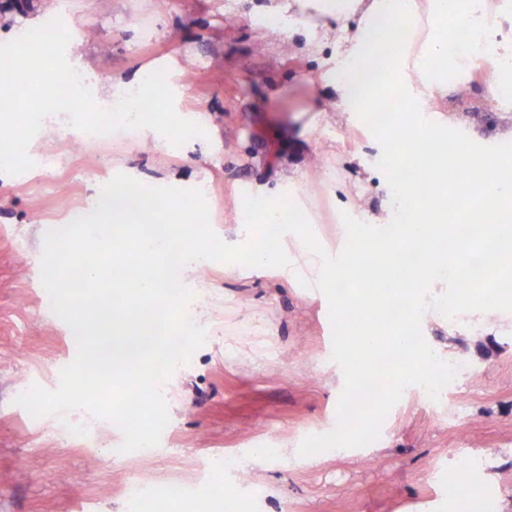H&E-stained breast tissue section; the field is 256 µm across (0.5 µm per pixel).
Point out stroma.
Masks as SVG:
<instances>
[{
    "mask_svg": "<svg viewBox=\"0 0 512 512\" xmlns=\"http://www.w3.org/2000/svg\"><path fill=\"white\" fill-rule=\"evenodd\" d=\"M275 0H41L35 25L60 19L66 59L87 81L165 73L148 123L190 126L141 151L130 133L83 139L63 124L32 139L34 165L0 173V512H498L512 502V327L431 321L422 333L439 358L464 363L438 399L407 387L379 436L351 456L302 457L306 436L331 431L343 385L331 359L329 306L279 269L208 261L192 283L213 305L206 341L161 388L169 423L158 446L121 452V430L85 411L32 417L16 404L33 385L56 389L77 344L41 283L43 239L89 207L123 173L161 186L206 187L210 224L225 235L250 194L281 188L329 254L347 239L342 213L377 214L389 188L381 145L342 116L319 76L335 53L311 57L267 35ZM466 96L449 93L431 121L484 145L505 142L512 97H490L478 74ZM205 115L199 125L195 116ZM88 433L72 435L68 424ZM263 450L254 480L240 466ZM469 472L453 493V463Z\"/></svg>",
    "mask_w": 512,
    "mask_h": 512,
    "instance_id": "stroma-1",
    "label": "stroma"
}]
</instances>
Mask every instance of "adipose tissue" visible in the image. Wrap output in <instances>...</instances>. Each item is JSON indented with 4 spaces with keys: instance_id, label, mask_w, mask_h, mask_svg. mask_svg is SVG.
Here are the masks:
<instances>
[{
    "instance_id": "obj_1",
    "label": "adipose tissue",
    "mask_w": 512,
    "mask_h": 512,
    "mask_svg": "<svg viewBox=\"0 0 512 512\" xmlns=\"http://www.w3.org/2000/svg\"><path fill=\"white\" fill-rule=\"evenodd\" d=\"M275 15L299 22V51L340 47L335 69L321 79L343 111L362 118L396 100L406 117V148L387 152L388 163L412 160L419 146L445 140L423 113L447 95V70L478 65L491 95L512 91V43L498 38L506 16L487 0H280ZM150 87L146 74L119 75L95 82L93 94L116 111L135 112Z\"/></svg>"
}]
</instances>
